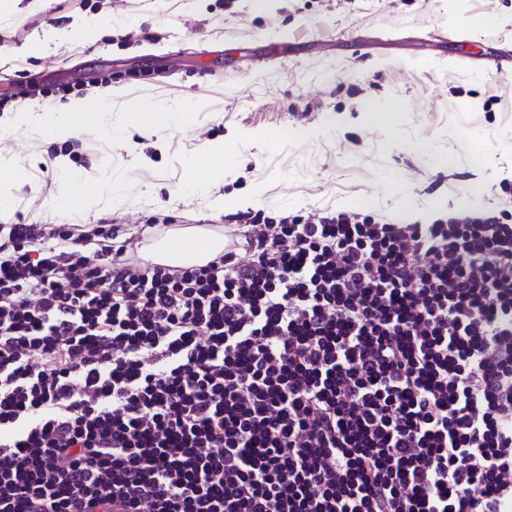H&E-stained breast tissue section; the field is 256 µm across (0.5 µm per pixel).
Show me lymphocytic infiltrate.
<instances>
[{
	"mask_svg": "<svg viewBox=\"0 0 512 512\" xmlns=\"http://www.w3.org/2000/svg\"><path fill=\"white\" fill-rule=\"evenodd\" d=\"M96 233L0 225V512H512V224Z\"/></svg>",
	"mask_w": 512,
	"mask_h": 512,
	"instance_id": "obj_1",
	"label": "lymphocytic infiltrate"
}]
</instances>
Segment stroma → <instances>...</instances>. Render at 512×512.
Masks as SVG:
<instances>
[{"label": "stroma", "mask_w": 512, "mask_h": 512, "mask_svg": "<svg viewBox=\"0 0 512 512\" xmlns=\"http://www.w3.org/2000/svg\"><path fill=\"white\" fill-rule=\"evenodd\" d=\"M103 18L94 44L80 24ZM71 36L50 41L52 29ZM49 41L47 52L31 47ZM18 112L74 97L120 106L191 107L185 129L98 125L54 140L26 127L0 135L22 162L6 224H101L141 246L149 225L354 211L430 224L474 212L512 215V0H12L0 10V95ZM389 107L388 117L366 112ZM277 132L270 145L263 136ZM240 137V158L207 193L179 191L189 155ZM445 154L448 168L433 165ZM125 186L94 210L66 206L63 169ZM237 199L235 210L217 206Z\"/></svg>", "instance_id": "obj_1"}]
</instances>
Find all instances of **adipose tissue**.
<instances>
[{
	"mask_svg": "<svg viewBox=\"0 0 512 512\" xmlns=\"http://www.w3.org/2000/svg\"><path fill=\"white\" fill-rule=\"evenodd\" d=\"M111 100L97 97H77L64 104L58 111L33 114L20 112L14 115V125H26L41 130L56 140L77 137L90 122H99L105 133L114 140L122 139L128 126L157 130L161 128L189 127L191 110L183 105L160 108L136 107L128 115L127 124H114L110 120ZM239 153V141L228 138L209 144L205 154L189 156L185 163V177L180 186L184 195L208 190L224 179V164ZM224 250V230L206 224L177 226L165 234L147 239L140 250L141 257L149 262L172 267L202 266L215 259Z\"/></svg>",
	"mask_w": 512,
	"mask_h": 512,
	"instance_id": "ef3b65f1",
	"label": "adipose tissue"
}]
</instances>
